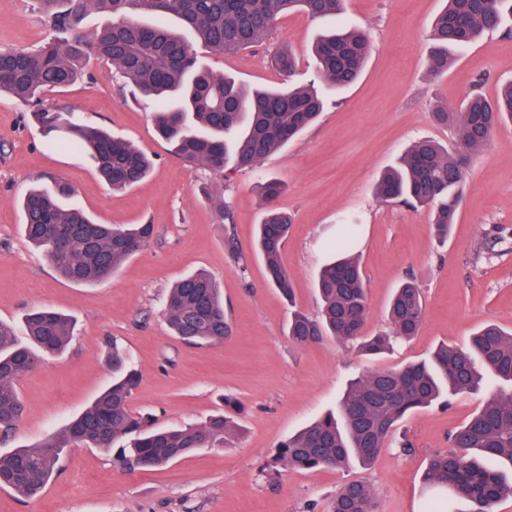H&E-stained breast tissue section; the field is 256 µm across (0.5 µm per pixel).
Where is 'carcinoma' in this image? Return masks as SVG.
<instances>
[{
	"label": "carcinoma",
	"instance_id": "cac0c4a2",
	"mask_svg": "<svg viewBox=\"0 0 512 512\" xmlns=\"http://www.w3.org/2000/svg\"><path fill=\"white\" fill-rule=\"evenodd\" d=\"M54 36L34 50L0 49V94L6 92L29 107L43 130L60 132L55 144L75 154L90 155L101 180L114 190L133 187L149 174L150 157L129 141L88 126L45 103L43 94L66 88L85 76L84 65L98 58L116 68L132 94L155 103V124L170 151L192 168L217 177L226 170L254 167L311 125L324 110L319 81L336 89L351 86L369 54L366 35L341 27L319 36L313 45L316 81L274 89L253 88L205 67L193 43L166 23L170 16L195 35L213 54L228 55L263 42L285 14L304 10L313 17L336 16L343 0H37ZM96 10L112 21L87 35L79 29L84 16ZM512 13V0H445L434 20L430 68L448 70L451 51L494 32ZM437 122L458 133L454 153L434 140L413 142L397 167L376 184L383 201L399 200L412 207L430 206L442 234L455 223L461 205L459 188L466 169L461 156L480 151L494 131L512 122V81L494 96L476 93L457 111L439 107ZM281 183L259 186L269 205L258 227L257 248L265 259L269 281L292 296L291 276L279 256L288 238L291 217L271 206ZM71 188L32 189L21 200L26 238L65 279L92 285L111 277L128 258L147 246L151 224L117 227L100 224L83 210L65 207ZM351 231L339 242L341 257L326 265L318 278L322 302L317 318L295 313L288 336L308 346L326 337L339 342L361 338L367 314V288L359 257L350 252ZM168 323L174 335L197 345L220 343L231 335L222 289L205 272L182 276L167 295ZM389 330L363 339L361 348L379 355L393 344L417 335L423 299L412 281L396 288L390 302ZM26 341L15 328L0 322V430L14 429L24 406L17 388L41 352L64 349L73 337L74 322L43 307L25 317ZM112 384L63 431L36 446L0 456V488L31 498L59 469L62 449L71 444L111 448L121 443L116 461L127 468L161 467L199 448L224 445L232 416L242 408L224 400V413L201 425L156 428L149 417L130 409L138 373L122 351L112 345ZM512 386V330L486 324L464 349L442 344L427 361L400 369H378L353 379L336 413H328L283 441L273 456L275 469L346 467L371 464L398 423L416 411L474 391L484 375ZM450 448L430 456L424 483L431 490L467 500L470 512H497L512 497V470L483 465L497 460L512 467V392L490 397L449 437ZM331 512H375L368 484L343 485Z\"/></svg>",
	"mask_w": 512,
	"mask_h": 512
}]
</instances>
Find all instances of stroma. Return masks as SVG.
Masks as SVG:
<instances>
[{"label":"stroma","mask_w":512,"mask_h":512,"mask_svg":"<svg viewBox=\"0 0 512 512\" xmlns=\"http://www.w3.org/2000/svg\"><path fill=\"white\" fill-rule=\"evenodd\" d=\"M442 7L443 0H345L337 19L303 12L282 17L260 46L226 56L199 50L212 70L271 87L313 79L309 47L337 22L358 28L370 43L362 77L328 93L310 127L255 167L223 179L188 170L173 156L156 131L154 104L133 100L116 70L102 62H90L89 79L46 98L153 157L147 178L125 190L101 182L90 159L52 146L27 107L0 95V321L22 326L30 309L44 306L77 322L70 346L40 357L18 381L24 415L9 435L0 434V454L42 442L82 412L111 382L108 354L115 346L141 374L131 410L150 415L155 425L203 423L228 396L245 407L223 447L160 468L128 471L115 451L66 448L59 473L37 497L0 489V512H330L337 490L356 480L374 491L376 512H425L428 454L448 449L449 434L499 383L455 397L450 408L410 415L370 466L275 474L269 464L281 441L336 408L351 379L426 359L442 343L467 345L486 323L512 329V123L469 158L462 205L447 237L438 236L429 208L374 195L381 172L413 141L426 137L455 149L454 130L432 118L437 107L460 108L473 93L490 96L512 80L511 17L459 52L447 72H431L430 32ZM49 37L34 0H0V48H36ZM285 47L297 61L290 79L272 63ZM270 178L283 183L276 205L292 218L281 252L292 276L289 301L269 284L255 250L265 212L256 186ZM60 182L72 189L66 206L105 224L154 225L153 240L102 283L64 280L27 242L18 205L30 187ZM207 188L223 191L233 211L230 226L207 202ZM346 219L356 225L351 251L369 288L364 335L387 329L389 300L404 279L413 278L425 299L418 335L377 357L351 342L300 346L288 337L291 310L319 314L316 279L335 256ZM228 233L242 265L224 250ZM198 269L220 282L233 323L230 338L206 347L183 343L167 322L168 289ZM405 435L414 442L408 454L399 448Z\"/></svg>","instance_id":"1"}]
</instances>
